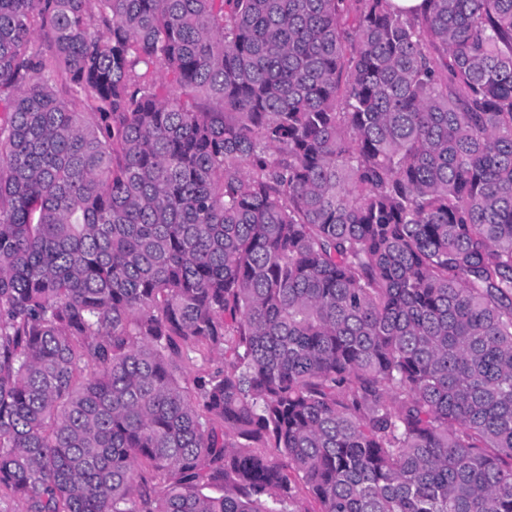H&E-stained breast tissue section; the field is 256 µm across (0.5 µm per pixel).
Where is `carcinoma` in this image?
Returning <instances> with one entry per match:
<instances>
[{
	"instance_id": "1",
	"label": "carcinoma",
	"mask_w": 512,
	"mask_h": 512,
	"mask_svg": "<svg viewBox=\"0 0 512 512\" xmlns=\"http://www.w3.org/2000/svg\"><path fill=\"white\" fill-rule=\"evenodd\" d=\"M425 2L0 0L20 512H512V0Z\"/></svg>"
}]
</instances>
